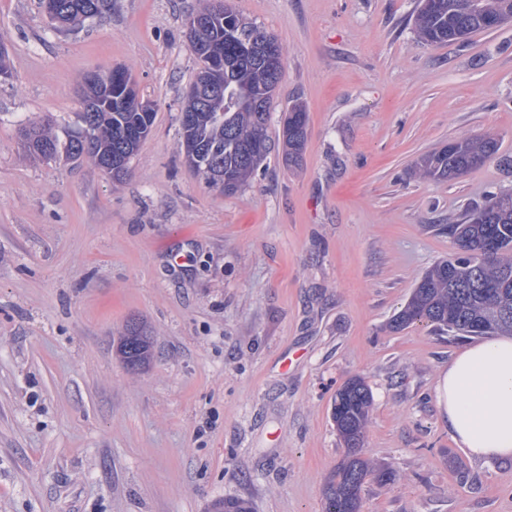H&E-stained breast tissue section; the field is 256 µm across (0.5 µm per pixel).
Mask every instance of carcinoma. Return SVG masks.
Segmentation results:
<instances>
[{"instance_id": "obj_1", "label": "carcinoma", "mask_w": 512, "mask_h": 512, "mask_svg": "<svg viewBox=\"0 0 512 512\" xmlns=\"http://www.w3.org/2000/svg\"><path fill=\"white\" fill-rule=\"evenodd\" d=\"M105 9V0H54L50 18L62 27H77ZM508 16L512 17V0H420L414 27L420 43L436 45L489 31L491 21ZM185 37L197 60L198 74L208 65V52L224 56V99L199 109L192 124H180L185 161H192L195 152H204L193 170L210 187L224 177L220 193L233 195L273 149L267 124L275 86L259 44L277 39L227 4L202 6L188 18ZM124 74L127 85L122 88L110 86L101 75L93 83H85L82 128L69 136L64 147L66 159H87L118 183L124 173L112 170V157L130 158L139 148L124 139L123 132L135 130L145 139L156 117L154 109L140 101L129 71ZM281 125L283 159L287 165H295L307 141L304 106H289ZM21 134L32 156L52 159L58 155L59 142L50 126H31ZM498 151V140L490 134L461 138L422 155L415 169L422 178L451 181L496 158ZM489 232L503 257L490 259L479 252L480 241ZM448 234L460 242L461 252L437 262L422 277L390 327L400 330L425 322L450 336H511L512 191L490 194L482 206L448 225ZM150 347V338L141 326L129 325L121 345L124 359L139 366L148 358ZM371 406L370 387L360 377L349 380L336 393L333 419L346 452L326 484L322 512H350L351 491L361 492L368 481L386 486L397 479L393 469L376 466L363 453ZM212 512L252 509L245 499L226 498L217 501Z\"/></svg>"}]
</instances>
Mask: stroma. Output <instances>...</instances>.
Returning <instances> with one entry per match:
<instances>
[{"mask_svg":"<svg viewBox=\"0 0 512 512\" xmlns=\"http://www.w3.org/2000/svg\"><path fill=\"white\" fill-rule=\"evenodd\" d=\"M203 0H109L57 28L40 0H0V512H322L344 445L337 390L369 384L364 450L397 473L365 512H512V459L459 448L436 398L468 343L392 317L457 250L446 227L512 189V22L425 46L417 0H232L285 48L267 133L301 101L299 165L272 150L232 196L180 146L196 71L185 17ZM125 67L156 118L123 182L38 160L19 131L78 129L86 74ZM492 134L461 177L416 159ZM152 336L142 369L118 345Z\"/></svg>","mask_w":512,"mask_h":512,"instance_id":"stroma-1","label":"stroma"}]
</instances>
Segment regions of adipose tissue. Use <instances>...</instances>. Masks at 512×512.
Returning <instances> with one entry per match:
<instances>
[{
	"label": "adipose tissue",
	"mask_w": 512,
	"mask_h": 512,
	"mask_svg": "<svg viewBox=\"0 0 512 512\" xmlns=\"http://www.w3.org/2000/svg\"><path fill=\"white\" fill-rule=\"evenodd\" d=\"M436 396L453 440L471 457L512 459V336L461 350L440 372Z\"/></svg>",
	"instance_id": "1"
}]
</instances>
